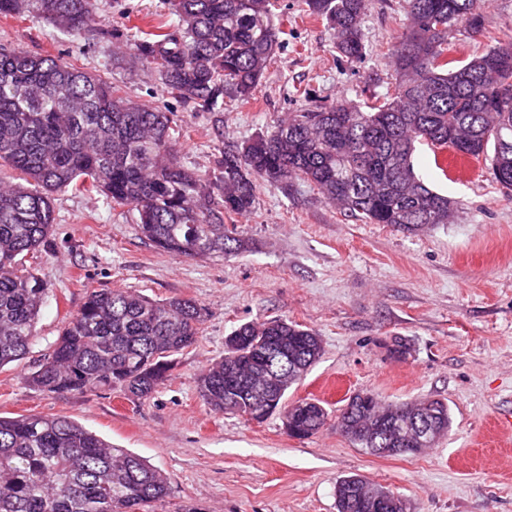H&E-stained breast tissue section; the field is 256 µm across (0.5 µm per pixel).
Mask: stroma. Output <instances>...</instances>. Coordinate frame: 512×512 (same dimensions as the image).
Instances as JSON below:
<instances>
[{"mask_svg":"<svg viewBox=\"0 0 512 512\" xmlns=\"http://www.w3.org/2000/svg\"><path fill=\"white\" fill-rule=\"evenodd\" d=\"M292 17L250 104L201 112L163 94L157 72L133 57L144 31L169 19L166 0H99L93 31L69 34L43 20L0 16V46L61 58L98 71L130 99L152 100L187 130L176 155L213 174L226 146L243 143L296 111L301 100H358L373 79L394 76L388 48L404 32L407 0H369L366 57L338 60L325 21L303 0H278ZM424 183L458 203L452 223L409 235L341 215L298 183L257 186L258 204L237 218L246 248L188 260L141 239L132 207L97 193L59 194L53 248L31 260L48 293L26 357L0 369V415L64 416L160 470L170 495L148 512H336L339 478L360 475L404 497L410 512H512V195L482 160L441 172L417 144ZM123 288L152 299H193L209 315L197 344L174 357L152 397L117 389L51 394L23 377L47 354L87 290ZM281 317L321 338L323 354L289 401L313 398L337 414L344 399L371 391L385 403L440 398L453 427L416 455L366 453L328 425L303 440L288 436L282 412L257 423L217 414L197 390L200 371L224 354L245 322ZM410 345L394 359V337Z\"/></svg>","mask_w":512,"mask_h":512,"instance_id":"stroma-1","label":"stroma"}]
</instances>
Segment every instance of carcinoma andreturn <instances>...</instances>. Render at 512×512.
<instances>
[{
	"instance_id": "carcinoma-1",
	"label": "carcinoma",
	"mask_w": 512,
	"mask_h": 512,
	"mask_svg": "<svg viewBox=\"0 0 512 512\" xmlns=\"http://www.w3.org/2000/svg\"><path fill=\"white\" fill-rule=\"evenodd\" d=\"M409 26L393 48L394 84L362 103L311 105L288 113L267 133L224 149L219 177L180 165L182 126L150 102L133 101L95 71L51 57L0 48V167L23 176L0 180V368L28 354L43 280L28 255L51 246L55 194H103L131 206L142 238L187 259L244 248L225 220L253 212L255 180L317 190L345 215L415 234L448 224L457 203L415 173V144L489 162L512 193V45H489L448 58V33L486 37L482 0H407ZM177 17L145 34L136 59L157 71L164 92L203 112L239 105L284 44L275 0H167ZM326 21L338 58L366 55L367 0H304ZM0 15L39 18L67 32L94 30L95 0H0ZM207 309L183 298L157 301L135 291L92 289L25 382L48 393L118 388L142 399L158 392L171 356L195 345ZM224 357L197 377L200 397L217 414L248 416L275 403L299 439L316 434L329 413L312 399L286 404L288 388L322 356L320 336L283 318L243 323L226 337ZM437 413L432 447L452 427L440 399L384 406L368 391L347 399L336 431L364 448H390L394 434ZM354 477L336 481L337 512H372L351 494ZM165 476L66 417L0 416V512H141L169 496Z\"/></svg>"
}]
</instances>
